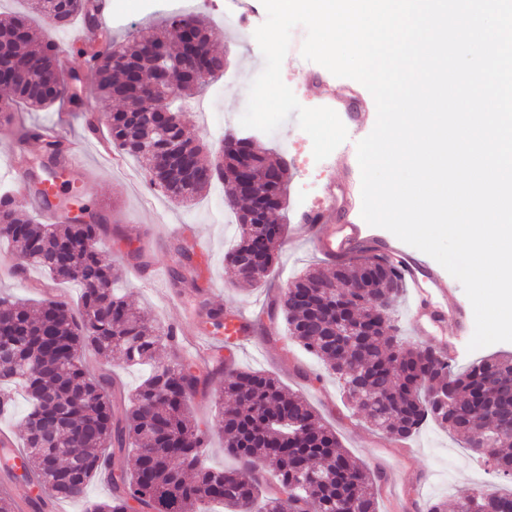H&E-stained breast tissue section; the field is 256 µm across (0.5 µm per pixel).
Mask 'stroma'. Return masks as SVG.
<instances>
[{"mask_svg":"<svg viewBox=\"0 0 512 512\" xmlns=\"http://www.w3.org/2000/svg\"><path fill=\"white\" fill-rule=\"evenodd\" d=\"M195 10L210 20L212 39L228 50V65L221 79L224 94L215 103L213 113L195 108V98L183 102L182 121L188 137L214 151L225 131L237 129L235 117L247 102L234 89L243 76L261 72L264 60L256 41L246 39L243 31L224 24L220 13L227 0H193ZM304 27L291 33L289 51L282 64V78L306 107L326 106L337 112L349 126L348 138L322 161H315L312 141L295 118H288L278 136L255 133V143L288 164L290 180L286 207L275 214L277 223L286 227L277 251L280 262L255 288L245 289L236 282L234 271L224 261V254L236 242L237 227L225 223V201L230 185L210 188L194 204L185 205L163 193L151 190L149 179L140 164L124 158L122 166H112L100 149L99 139L108 137L106 123L97 131L87 128L88 114L81 106L64 101L47 110L21 108L13 123L0 125V190L7 188V167L13 154H21L27 170H35L42 154L39 142L24 138L23 128L54 124L64 132L67 148L83 153L86 164L76 175L78 184L87 190L88 203L101 208L107 216L108 233L99 247L123 276L119 289L135 308L148 312L162 324L180 323L182 309L170 285V273L180 256L176 251L184 233L205 243L197 252L199 287L205 288L212 306L241 308L255 320L250 344L232 350V368L261 370L274 375L288 390L302 394L316 409L323 422L335 431L348 454L364 467L385 478L395 479L396 512H426L430 501L454 505L471 489L484 486L504 493L512 484L487 473L469 456L467 448L451 434L430 426L412 436L406 447H397L390 437L370 425L360 411L347 403L340 381L318 359L299 349L288 337L279 310L281 293L293 276L304 269L329 271L335 262L319 256L311 243L295 233L304 213L315 196L336 195V209L330 216L334 224L358 225L364 239L375 247L397 242L386 229L373 227L361 216V171L357 143L371 133L376 123V105L372 95L359 82L331 74L317 63L301 66ZM362 113L361 124H353L354 113ZM143 248L149 265L138 267L128 253ZM404 253L416 255L422 272V295L405 290L393 309L406 342L430 347L444 339L456 350L453 370L460 371L482 357L512 353V343L492 344L475 351L467 345L474 333V313L461 283L436 260L414 247L403 245ZM448 283L457 310L456 317L434 324L427 334H414L412 311L418 301L432 308L440 301L431 289L433 279Z\"/></svg>","mask_w":512,"mask_h":512,"instance_id":"1","label":"stroma"}]
</instances>
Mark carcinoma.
Returning <instances> with one entry per match:
<instances>
[{
    "label": "carcinoma",
    "instance_id": "1",
    "mask_svg": "<svg viewBox=\"0 0 512 512\" xmlns=\"http://www.w3.org/2000/svg\"><path fill=\"white\" fill-rule=\"evenodd\" d=\"M31 8L50 27L63 28L77 16L89 29L99 27L86 0H32ZM0 47L17 58L3 81L11 92V100L0 104L4 121H12V108L20 104L45 109L65 97L77 99L60 65L62 50L33 37L24 17L0 19ZM169 59L179 60L184 72L175 88L162 73ZM91 61L89 79L105 110L112 145L136 157L153 185L187 202L227 181L234 187L230 207L250 200L241 193L232 164V154L247 147L243 137L224 145V172L214 178L201 157L204 145L186 137L180 121L166 122L169 138L188 146L175 161H156L163 140L143 149L148 118L133 94V81L151 88L152 97L169 110L224 71V50L213 45L203 14H169L158 30L127 47L95 51ZM114 100L125 108L112 111ZM65 151L60 140L44 142L46 160L30 191L51 209L78 206L88 222L74 224L66 216L61 224H32L20 207L0 200V243L44 271L45 287L75 282L81 288L75 307L48 294L35 304L0 296V416L13 414L10 386H20L27 400L20 419L27 460L18 480L71 500L84 499L93 481H106L111 496L88 502L86 512H210L213 504L222 512H376L380 477L353 461L312 407L278 379L253 370L226 374L221 358L204 374L178 357L162 356L172 335L115 292L119 271L94 247L107 230L105 215L82 202L81 188L62 165ZM254 160L280 174L278 183L261 191L279 196L271 212L283 209L287 164L262 151ZM251 213V204L238 213L239 236L225 256L238 282L249 287L275 263L285 231L283 224L266 222L265 241L259 243L246 224ZM178 251L183 262L172 272V286H194L193 254L186 247ZM292 284L281 298L288 335L343 381L349 402L367 421L403 441L434 423L459 436L487 470L512 481V388L500 385V376L512 373V354L483 357L456 373L438 350L403 342L391 308L405 291V280L391 257L382 268L341 264L328 273L308 272ZM198 312L213 334L225 329L222 311L202 302ZM87 351L107 364L116 359L145 368L128 400L114 396L110 371L86 370ZM215 375L222 376L215 389L218 428L238 468L200 464L207 431L192 417L190 402L208 390ZM445 390L451 399L446 418L435 399ZM109 448L125 460L116 470L107 465ZM466 500L477 502L478 512H512V491L477 487L456 508Z\"/></svg>",
    "mask_w": 512,
    "mask_h": 512
}]
</instances>
